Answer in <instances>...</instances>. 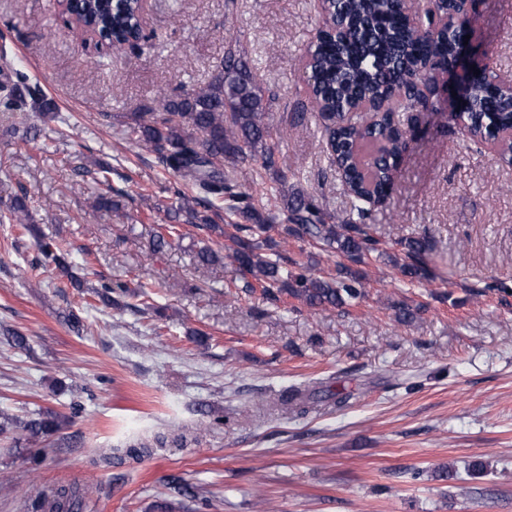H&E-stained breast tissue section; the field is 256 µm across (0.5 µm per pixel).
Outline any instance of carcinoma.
Masks as SVG:
<instances>
[{"label":"carcinoma","mask_w":512,"mask_h":512,"mask_svg":"<svg viewBox=\"0 0 512 512\" xmlns=\"http://www.w3.org/2000/svg\"><path fill=\"white\" fill-rule=\"evenodd\" d=\"M76 15L82 26L108 37L116 49L141 38L139 0H78ZM423 15L417 28L408 25L406 12ZM448 12L446 0L404 3L402 0H325L322 25L307 51L305 67L311 74L308 104L323 127L332 163L345 172L351 192L349 212L339 216L323 211L303 192H288V172L279 166L278 141L284 132L267 121V103L246 61L240 41L230 42L224 59L208 83L165 96L161 112H139L127 117V136L156 154L173 175L191 183L193 194L174 190L178 212L188 224L212 227L207 214L214 201L237 219L229 258L247 278L246 287L262 289L270 301L286 296L310 307H341L362 295L363 275L355 266L376 250L367 220L371 213L361 197L387 199L394 190L406 150L404 132L386 114L371 127L347 119L356 108L368 112L383 103L389 109L414 112L421 100L413 89L430 81L434 71L451 63L452 43L460 31L441 23ZM466 118L473 136L482 141L512 126V93L496 89L482 76L471 80L470 109ZM261 161L260 169L279 185L282 207L265 218L253 204L254 187L224 176V161ZM30 208L23 196L14 198L0 220L29 232ZM308 239L350 262L328 279L311 272V265L293 262L283 267L279 240ZM405 261L401 273L413 280L429 274V241L407 237L400 241ZM44 258L59 272L70 275L69 264L50 238L37 239ZM148 282L114 281L101 285L99 301L109 306L114 296L138 297L148 304ZM285 403L305 414V390L292 386ZM36 435L59 428L52 416L24 424ZM86 491L61 482L30 496L31 512H81Z\"/></svg>","instance_id":"obj_1"}]
</instances>
